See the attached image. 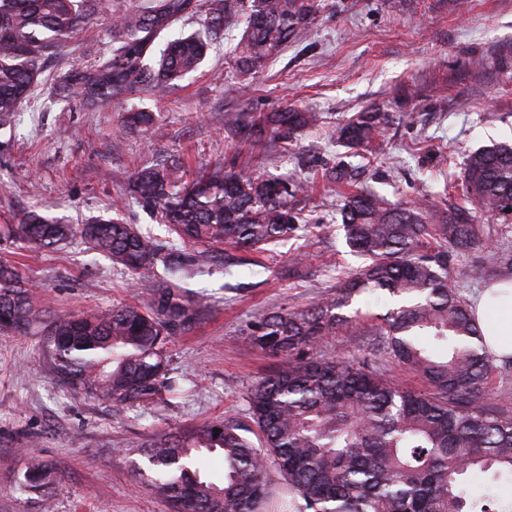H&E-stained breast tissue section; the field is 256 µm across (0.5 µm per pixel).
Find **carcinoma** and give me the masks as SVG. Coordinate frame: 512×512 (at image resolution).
Wrapping results in <instances>:
<instances>
[{"mask_svg":"<svg viewBox=\"0 0 512 512\" xmlns=\"http://www.w3.org/2000/svg\"><path fill=\"white\" fill-rule=\"evenodd\" d=\"M101 2L0 0V129L32 95L43 62L62 53ZM319 10V0H143L113 11L112 50L61 75L53 90L64 100L100 105L137 90L161 99L199 69L232 22L242 27L235 70L250 76L287 49ZM190 16L200 18L201 29L156 48ZM321 122V114L290 106L238 118L239 133L253 144L269 137L286 143ZM383 122L380 112H356L336 127L337 140L349 149L367 147ZM122 123L151 140L163 137L153 112H127ZM325 182L344 199L346 243L365 265L339 281L336 293L253 323L254 346L280 359L247 393L253 427L229 416L155 435L139 448L149 472H135V480L170 512H512V502L491 508L464 487L469 473H512V414L492 409L490 398L494 357L471 305L448 278V254L484 245L481 226L466 208L435 224L422 204H390L355 187L345 168L326 170ZM316 184L222 165L187 183L177 167L153 164L135 171L127 193L185 246L256 250L294 232L300 198ZM463 187L481 210L512 216V146L468 154ZM75 235L138 276L135 288L147 301L49 320L18 264L0 258V332L41 333L55 379L73 392L145 408L175 387L167 369L171 338L189 332L208 310L204 296L171 280L206 251L172 257L165 242L127 223L118 206L78 227L31 210L0 229L3 239L39 248ZM366 291L394 302L381 315L379 335L398 364L422 374L426 390L400 388L355 355L317 357L328 337L353 326L340 310ZM201 453L223 457L221 482L202 477ZM51 475L48 464L31 458L20 487L38 490Z\"/></svg>","mask_w":512,"mask_h":512,"instance_id":"1","label":"carcinoma"}]
</instances>
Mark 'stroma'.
Masks as SVG:
<instances>
[{"mask_svg":"<svg viewBox=\"0 0 512 512\" xmlns=\"http://www.w3.org/2000/svg\"><path fill=\"white\" fill-rule=\"evenodd\" d=\"M315 23L253 77L232 67L239 28L225 31L199 70L156 100L135 93L94 109L56 99L58 75L90 63L112 47V0L45 66L13 129L0 131V224L42 209L69 224L112 212L168 239L125 187L135 169L158 161L191 173L218 163L277 177L304 178L324 163H344L360 188L389 201L422 203L441 219L462 199L466 153L512 144V0H320ZM318 112L321 127L292 146L244 144L239 112L285 106ZM145 109L166 136L153 142L128 132L121 115ZM388 115L369 151L353 152L330 131L356 112ZM304 220L291 236L261 251L232 248L195 268L188 288L209 297L202 320L168 346L181 389L158 411L127 409L77 394L54 378L37 336L0 333V512H169L138 487L133 466L141 444L158 433L227 416L245 418L246 392L277 366L250 342V325L277 311L307 307L334 292L338 278L364 260L341 229L342 197L316 188L303 202ZM485 246L451 257V283L466 298L495 281L494 256L512 249V219L478 212ZM33 300L49 313L105 311L134 299L133 278L79 240L27 249L21 258ZM355 351L378 373L422 390L416 372L395 364L378 345L353 347L337 332L319 355ZM52 465L55 479L24 492L19 481L30 456Z\"/></svg>","mask_w":512,"mask_h":512,"instance_id":"obj_1","label":"stroma"}]
</instances>
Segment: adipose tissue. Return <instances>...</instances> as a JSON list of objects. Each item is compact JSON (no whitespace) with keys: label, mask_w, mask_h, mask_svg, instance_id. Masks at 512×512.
<instances>
[{"label":"adipose tissue","mask_w":512,"mask_h":512,"mask_svg":"<svg viewBox=\"0 0 512 512\" xmlns=\"http://www.w3.org/2000/svg\"><path fill=\"white\" fill-rule=\"evenodd\" d=\"M473 312L488 350L497 358H512V280L484 289Z\"/></svg>","instance_id":"1"}]
</instances>
